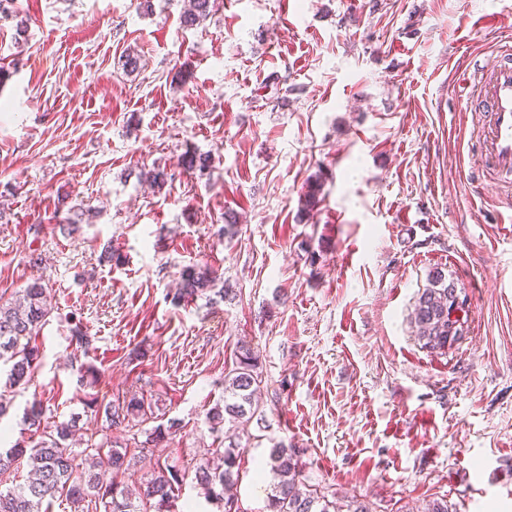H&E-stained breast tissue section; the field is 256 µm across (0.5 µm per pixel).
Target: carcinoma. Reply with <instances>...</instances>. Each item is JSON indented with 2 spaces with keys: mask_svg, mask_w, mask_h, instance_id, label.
I'll use <instances>...</instances> for the list:
<instances>
[{
  "mask_svg": "<svg viewBox=\"0 0 512 512\" xmlns=\"http://www.w3.org/2000/svg\"><path fill=\"white\" fill-rule=\"evenodd\" d=\"M212 7L213 0H185L184 23L200 24L210 16ZM218 281L220 278L208 268H187L181 273V288L174 301L188 304L204 297L209 304L218 305L234 295L230 285L220 286ZM452 285L454 282L442 271H434L412 311L411 322L417 335L431 350H445L464 339L458 331L465 322L451 319ZM46 290L45 279L38 276L14 298L0 302V362L9 366L11 387L29 384L34 379L39 365L36 340L52 314ZM257 369L254 351L245 343L239 345L236 366L225 378L224 404L207 412L210 429L227 421L242 425L251 422L258 411L254 402L256 385L261 383ZM45 412L42 400H33L25 413L24 432L9 449L0 451V476L22 461L27 466L24 483L0 491V512H49L53 501L60 497L77 510L92 499L95 508L103 512H135L123 490L105 480L107 470L128 469L126 454L112 446L106 434L98 442L88 438L81 450L70 447L75 424L62 421L49 429L43 426ZM105 413L109 426L116 428L145 416V400L133 396L117 406L107 405ZM178 426L175 420L168 421L166 426H156L149 433V442L157 445L166 441ZM237 457L235 448L228 447L220 455L219 464L205 462L194 471V479L205 497L220 502L223 512H230L229 505L235 502L231 489L238 475ZM270 468L277 478L269 496L270 512H342L337 502L301 489V464L288 445L281 442L272 449ZM185 479L186 473L181 470L158 465L146 483L144 496L155 500L160 512H176L178 491Z\"/></svg>",
  "mask_w": 512,
  "mask_h": 512,
  "instance_id": "1",
  "label": "carcinoma"
}]
</instances>
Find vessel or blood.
Masks as SVG:
<instances>
[{
	"mask_svg": "<svg viewBox=\"0 0 512 512\" xmlns=\"http://www.w3.org/2000/svg\"><path fill=\"white\" fill-rule=\"evenodd\" d=\"M469 113L478 126L480 156L501 176L512 175V46H500L473 80Z\"/></svg>",
	"mask_w": 512,
	"mask_h": 512,
	"instance_id": "vessel-or-blood-1",
	"label": "vessel or blood"
}]
</instances>
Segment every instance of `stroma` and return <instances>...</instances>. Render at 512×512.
Instances as JSON below:
<instances>
[{"label": "stroma", "mask_w": 512, "mask_h": 512, "mask_svg": "<svg viewBox=\"0 0 512 512\" xmlns=\"http://www.w3.org/2000/svg\"><path fill=\"white\" fill-rule=\"evenodd\" d=\"M182 8L0 12V298L40 274L54 306L32 385L9 393L0 375V430L16 441L38 398L88 437L105 418L87 400L136 393L152 412L112 441L181 470L236 443L241 512H267L280 442L342 505L512 512V182L482 169L460 87L512 38V0H217L192 28ZM193 151L211 153L208 176L182 166ZM153 167L168 184L141 180ZM230 215L237 234L217 238ZM107 246L123 265L100 262ZM192 266L238 297L174 305ZM436 270L468 296L469 332L446 351L410 320ZM75 319L94 339L85 380ZM242 341L262 419L214 434ZM171 419L177 435L147 444Z\"/></svg>", "instance_id": "35a3bbf8"}]
</instances>
